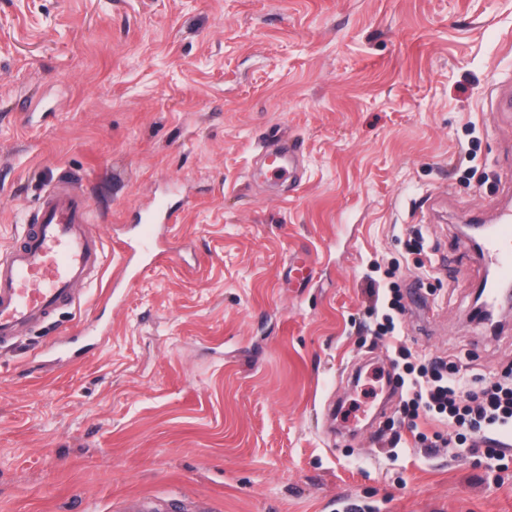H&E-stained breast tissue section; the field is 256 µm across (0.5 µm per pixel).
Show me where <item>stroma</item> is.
Listing matches in <instances>:
<instances>
[{
	"label": "stroma",
	"instance_id": "obj_1",
	"mask_svg": "<svg viewBox=\"0 0 512 512\" xmlns=\"http://www.w3.org/2000/svg\"><path fill=\"white\" fill-rule=\"evenodd\" d=\"M510 73L512 0H0V246L67 178L105 251L0 354V512H512V426L493 455L422 447L362 294L399 284L415 359L512 369L452 225L512 209ZM292 138L294 176H258ZM156 196L180 258L110 297ZM78 321L98 344L59 358Z\"/></svg>",
	"mask_w": 512,
	"mask_h": 512
}]
</instances>
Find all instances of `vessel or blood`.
Returning a JSON list of instances; mask_svg holds the SVG:
<instances>
[{
  "label": "vessel or blood",
  "mask_w": 512,
  "mask_h": 512,
  "mask_svg": "<svg viewBox=\"0 0 512 512\" xmlns=\"http://www.w3.org/2000/svg\"><path fill=\"white\" fill-rule=\"evenodd\" d=\"M87 196L70 181L46 189L33 216L24 218L15 239L0 248V349L77 303L79 287L96 280L103 267V243ZM152 227L138 242L120 240L123 262L112 274L131 283ZM486 254L498 274L512 280V213L501 217L486 239Z\"/></svg>",
  "instance_id": "1"
}]
</instances>
